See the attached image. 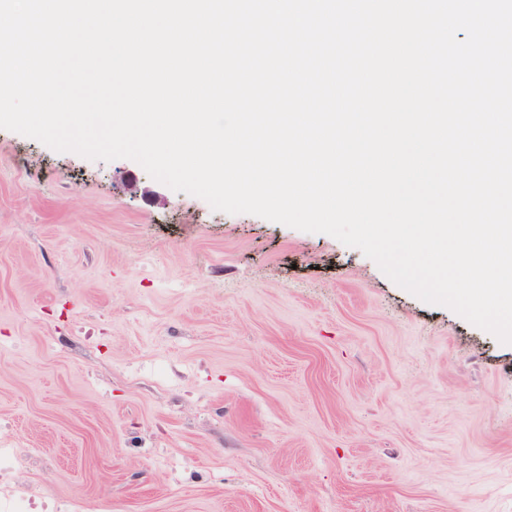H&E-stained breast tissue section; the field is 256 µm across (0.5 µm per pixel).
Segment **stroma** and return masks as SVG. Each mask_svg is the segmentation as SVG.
<instances>
[{
  "mask_svg": "<svg viewBox=\"0 0 512 512\" xmlns=\"http://www.w3.org/2000/svg\"><path fill=\"white\" fill-rule=\"evenodd\" d=\"M0 492L512 512V345L359 249L0 128Z\"/></svg>",
  "mask_w": 512,
  "mask_h": 512,
  "instance_id": "35a3bbf8",
  "label": "stroma"
}]
</instances>
